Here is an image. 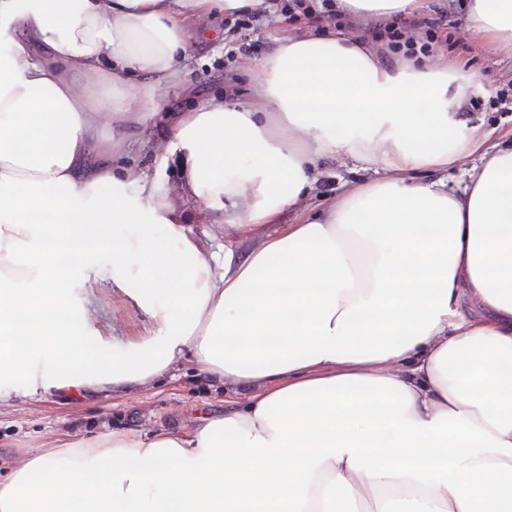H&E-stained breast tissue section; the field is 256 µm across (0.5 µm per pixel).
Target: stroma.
<instances>
[{
    "label": "stroma",
    "instance_id": "stroma-1",
    "mask_svg": "<svg viewBox=\"0 0 512 512\" xmlns=\"http://www.w3.org/2000/svg\"><path fill=\"white\" fill-rule=\"evenodd\" d=\"M425 17L439 24L432 62L453 64L482 79L484 91L469 101L468 117L491 130V143L507 142L512 138V100L499 101L497 94L512 88V50L490 48L470 31L465 0H434ZM377 26L376 20L348 15L332 19L318 9L290 15L282 12L278 0H271L268 8L259 11L257 22L248 30L239 28L231 16L202 23L190 32L187 59L178 65V84L160 104L146 102L143 118L134 123L124 146L113 148V163L135 164L149 183L162 190L173 189L177 171L164 110L190 108L199 92L212 100L222 98L232 79L237 82L236 99L248 101L253 86L263 78L261 60L283 34L354 33L368 40ZM248 44L253 45V52H245ZM375 176V170L361 168L350 159L341 165L325 163L313 200L321 202ZM85 276V285L76 294L91 301L92 321L104 340L126 347L160 334V325L129 299L141 286L137 267H130L122 287H115L112 260L103 254ZM223 411V384L205 379L187 361L176 364L162 381L121 394H5L0 396V477H7L17 463L56 439L88 438L107 431L136 430L145 436L161 428L186 431Z\"/></svg>",
    "mask_w": 512,
    "mask_h": 512
}]
</instances>
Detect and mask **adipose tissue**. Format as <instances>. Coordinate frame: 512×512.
<instances>
[{"mask_svg":"<svg viewBox=\"0 0 512 512\" xmlns=\"http://www.w3.org/2000/svg\"><path fill=\"white\" fill-rule=\"evenodd\" d=\"M265 7L0 0V387L124 393L186 359L224 384L191 431L39 449L0 479V512H512V146L463 114L476 73L287 34L249 103L166 113L175 193L93 149L103 116L177 82L188 22ZM467 11L512 48V0ZM344 157L386 173L308 216L318 161ZM103 252L144 261L130 298L164 329L124 353L73 294Z\"/></svg>","mask_w":512,"mask_h":512,"instance_id":"ef3b65f1","label":"adipose tissue"}]
</instances>
